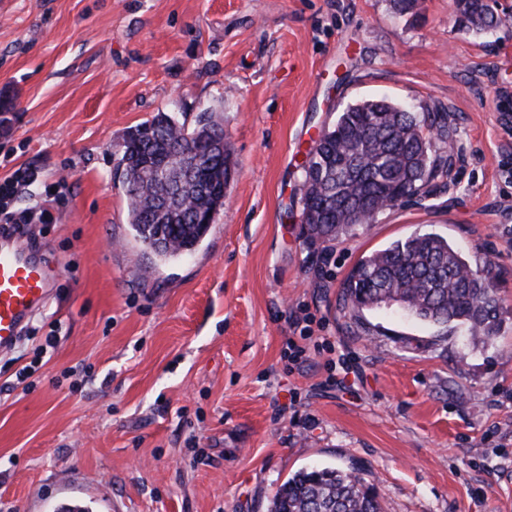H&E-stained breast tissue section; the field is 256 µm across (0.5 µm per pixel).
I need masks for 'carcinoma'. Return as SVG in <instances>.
<instances>
[{"instance_id":"1","label":"carcinoma","mask_w":512,"mask_h":512,"mask_svg":"<svg viewBox=\"0 0 512 512\" xmlns=\"http://www.w3.org/2000/svg\"><path fill=\"white\" fill-rule=\"evenodd\" d=\"M466 31L498 28L484 0H454ZM157 114L144 128L153 136L124 143L120 178L130 226L162 260L192 255L210 225L196 223L191 208L159 209L160 175L143 165L160 140L184 137L185 125L162 128ZM448 113L439 106L412 112L386 98L342 109L302 166L308 185L300 203L314 242L328 244L404 200L425 201L448 176ZM215 180L229 181L231 154L210 156ZM340 304L353 312L405 305L419 320L461 327L475 340L495 334L500 300L488 264H472L448 239L423 233L397 240L362 259L341 284ZM270 512H381L373 490L355 469L302 468L274 496Z\"/></svg>"}]
</instances>
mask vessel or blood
<instances>
[{
  "label": "vessel or blood",
  "mask_w": 512,
  "mask_h": 512,
  "mask_svg": "<svg viewBox=\"0 0 512 512\" xmlns=\"http://www.w3.org/2000/svg\"><path fill=\"white\" fill-rule=\"evenodd\" d=\"M57 273L20 242L0 244V347L15 344L25 320L52 291Z\"/></svg>",
  "instance_id": "vessel-or-blood-1"
}]
</instances>
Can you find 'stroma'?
Segmentation results:
<instances>
[{
	"label": "stroma",
	"instance_id": "35a3bbf8",
	"mask_svg": "<svg viewBox=\"0 0 512 512\" xmlns=\"http://www.w3.org/2000/svg\"><path fill=\"white\" fill-rule=\"evenodd\" d=\"M383 96L447 108V187L312 243L303 154ZM508 103L512 22L464 31L453 0L414 18L388 0H0V179L37 173L10 206L50 208L32 231L59 272L0 354V512H268L309 466L359 469L382 512H512ZM160 112L189 129L211 113L235 164L195 253L165 262L116 176L126 134ZM425 232L492 263L491 340L340 308L361 257Z\"/></svg>",
	"mask_w": 512,
	"mask_h": 512
}]
</instances>
